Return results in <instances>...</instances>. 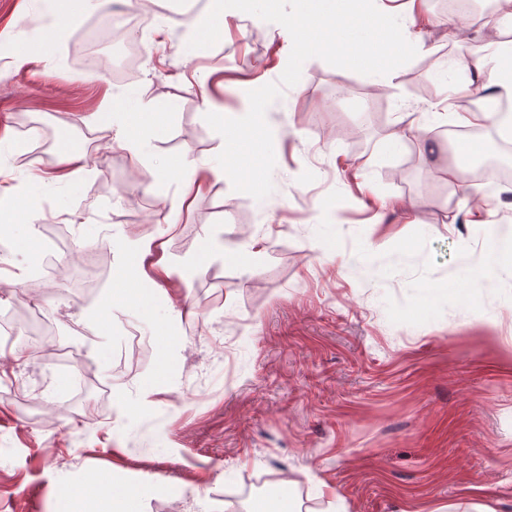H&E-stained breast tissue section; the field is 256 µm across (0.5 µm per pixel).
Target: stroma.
I'll list each match as a JSON object with an SVG mask.
<instances>
[{"label":"stroma","mask_w":512,"mask_h":512,"mask_svg":"<svg viewBox=\"0 0 512 512\" xmlns=\"http://www.w3.org/2000/svg\"><path fill=\"white\" fill-rule=\"evenodd\" d=\"M125 2L156 47L128 81L95 60L122 50L97 0H62L56 13L43 0H0V136L11 142L0 191L35 213L27 224L0 208L12 243L0 276L17 281L0 290V313L43 301L55 342L88 340L84 371L106 390L72 417L57 401L70 389L61 360L0 354V512H56L63 488L90 471L142 487L143 512H249L273 493L295 512H329L323 484L347 512H512V277L467 303L454 297L461 268L492 259L489 228L512 231V199L457 166L490 138L448 141L431 114L471 58L512 69V25L476 0L457 35L442 0H429V26L410 29L423 51L390 74L307 60L267 109L279 141L274 190L258 201L226 177L190 184L178 164L222 160L205 98L240 117L249 90L279 80L289 32L228 9L219 42L191 50L189 0ZM134 98L159 131L128 112ZM399 117L433 132L432 155L391 145ZM30 122L52 131L45 157L31 155ZM122 127L147 139L144 164L117 144ZM87 132L98 137L91 150ZM62 147L82 156V175L31 186ZM149 168L162 174L151 189ZM174 203L176 224L160 234L156 218ZM50 225L71 242L51 278L39 271ZM125 234L160 238L172 274L152 313L117 301L86 322L89 304L64 283L95 253L106 299ZM251 234L261 254L234 252ZM217 235L227 252L213 251ZM165 323L178 338L167 351ZM130 326L150 355L123 366Z\"/></svg>","instance_id":"obj_1"}]
</instances>
